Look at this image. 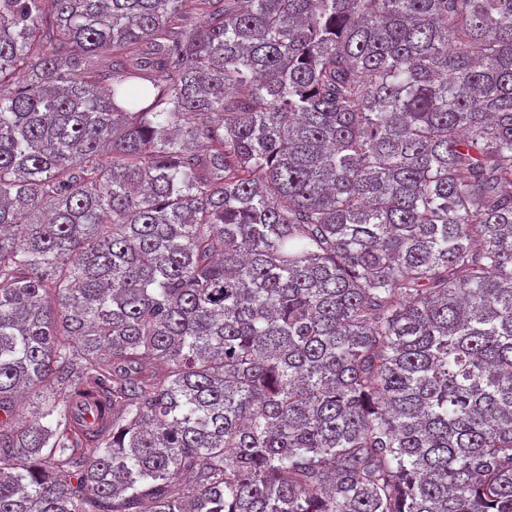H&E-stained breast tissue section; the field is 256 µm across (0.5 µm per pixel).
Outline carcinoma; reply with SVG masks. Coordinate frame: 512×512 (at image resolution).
<instances>
[{
    "instance_id": "obj_1",
    "label": "carcinoma",
    "mask_w": 512,
    "mask_h": 512,
    "mask_svg": "<svg viewBox=\"0 0 512 512\" xmlns=\"http://www.w3.org/2000/svg\"><path fill=\"white\" fill-rule=\"evenodd\" d=\"M145 502L512 512V0H0V512Z\"/></svg>"
}]
</instances>
